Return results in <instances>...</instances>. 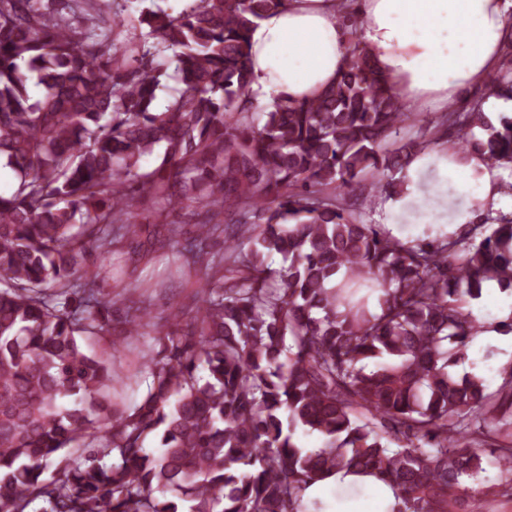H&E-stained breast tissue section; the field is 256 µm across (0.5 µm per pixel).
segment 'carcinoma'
I'll use <instances>...</instances> for the list:
<instances>
[{"instance_id":"obj_1","label":"carcinoma","mask_w":512,"mask_h":512,"mask_svg":"<svg viewBox=\"0 0 512 512\" xmlns=\"http://www.w3.org/2000/svg\"><path fill=\"white\" fill-rule=\"evenodd\" d=\"M355 3L338 0L354 42L330 91L259 112L248 34L286 0L145 8L136 50L103 39L124 17L100 0H0L17 178L0 195V512H310L302 491L342 470L396 485L393 512H453L485 454L512 488V432L487 429L512 427V365L494 393L457 371L477 330L463 298L512 288V220L405 244L355 215L425 148L395 145L417 113L361 47ZM169 48L180 87L161 105ZM489 91L512 99V76ZM436 134L512 165V116L495 127L468 101ZM160 251L203 297L170 308L160 350L138 353L151 383L121 406L112 357L152 316L128 291L116 329L100 284L112 259ZM299 428L324 445L299 447Z\"/></svg>"}]
</instances>
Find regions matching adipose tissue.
Instances as JSON below:
<instances>
[{
	"label": "adipose tissue",
	"mask_w": 512,
	"mask_h": 512,
	"mask_svg": "<svg viewBox=\"0 0 512 512\" xmlns=\"http://www.w3.org/2000/svg\"><path fill=\"white\" fill-rule=\"evenodd\" d=\"M359 36L376 67L401 100L422 106L454 99L460 88L487 81L511 32L512 0H357ZM334 0H289L250 32L255 101H305L322 97L351 57L352 41ZM512 212L499 173L479 155L459 158L442 141L411 154L397 192L379 196L376 218L396 239L453 234L484 215ZM471 313L480 328L472 356L495 347L512 358V340L500 323L512 320V295L497 282L483 288ZM320 512H391L393 487L374 475L338 472L302 493Z\"/></svg>",
	"instance_id": "ef3b65f1"
}]
</instances>
